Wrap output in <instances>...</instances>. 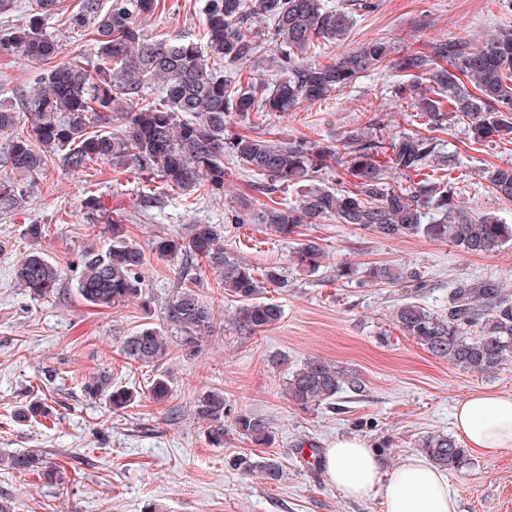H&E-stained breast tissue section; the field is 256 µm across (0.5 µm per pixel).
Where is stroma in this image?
Instances as JSON below:
<instances>
[{
	"label": "stroma",
	"instance_id": "35a3bbf8",
	"mask_svg": "<svg viewBox=\"0 0 512 512\" xmlns=\"http://www.w3.org/2000/svg\"><path fill=\"white\" fill-rule=\"evenodd\" d=\"M204 0H160L145 22L154 39L182 36L203 40ZM80 0H61L47 30L62 47L65 61L90 62V32L69 29L65 20ZM512 29V0H373L357 9L349 37L341 44H317L314 62L380 39L391 49L385 65L366 72L353 87L326 100L304 102L287 114L252 113L236 121L234 132L270 140H342L362 131L368 114L377 113L386 131H417L419 92L395 61L408 52L429 53L432 44L465 39L479 44L501 28ZM47 66L19 55H0V99L18 101ZM440 150L454 156L444 177L466 206L492 210L512 224V203L487 189L486 169L512 163V142H474L465 125L452 124L440 135ZM223 197H201L185 206L182 196L162 186L145 191L142 175L98 166L93 175L48 163L37 186L21 206L0 211V450H42L66 474L61 485L36 474L0 466V495L14 499L19 512H386L381 497L361 502L343 499L323 476L320 458L339 435L367 440L385 467L417 452L422 436L454 434L455 405L471 392L512 393V364L481 377L453 367L403 335L394 320L402 299L413 296L425 307L448 306V288L459 277H487L512 292V246L481 256L462 253L451 243L424 237L380 239L349 224L326 220L301 227L299 239H315L324 257L312 276L292 268L297 239L271 235L262 224H233L232 213H251L273 202L295 198L294 189L266 195L259 179L224 161ZM121 213L127 234L146 255L145 293L150 309L134 300L109 312L91 309L75 290L78 255L87 245L106 247L105 221L88 223L84 200ZM151 204H144V197ZM41 224L39 242L24 228ZM193 224H218L224 244L252 265H278L289 283L269 288L268 298L284 310L276 326L252 334L234 320L236 304L208 268H194L195 287L214 309V328L201 353L184 354L176 333H169L166 369L172 394L154 403L147 387L155 368L127 362L120 341L145 322L160 323L162 308L180 285L177 266L158 257L155 238L187 232ZM39 248L62 268L58 294L35 301L11 278V266ZM366 269L397 263L420 272V291L405 286L337 281L339 262ZM311 357L355 368L365 390L343 392L335 406L298 410L288 401L289 373ZM107 369L115 382L138 389L127 412L111 411L83 396L82 377ZM223 390L228 404L269 419L274 442L257 446L227 429L223 447L212 446L205 423L193 414L204 389ZM42 399L45 412L35 421L17 422L19 407ZM274 456L284 476L269 483L235 466L236 458ZM461 490V512H512V450L493 458L469 455L462 471L450 474Z\"/></svg>",
	"mask_w": 512,
	"mask_h": 512
}]
</instances>
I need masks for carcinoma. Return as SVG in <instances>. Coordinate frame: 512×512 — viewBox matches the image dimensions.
Segmentation results:
<instances>
[{"label":"carcinoma","instance_id":"carcinoma-1","mask_svg":"<svg viewBox=\"0 0 512 512\" xmlns=\"http://www.w3.org/2000/svg\"><path fill=\"white\" fill-rule=\"evenodd\" d=\"M160 0H81L68 15L72 28L94 29V61L59 63L47 70L19 99V105L0 104V136H7L5 163L15 175L0 180V210L21 204L52 155H61L65 169L84 172L105 163L114 169H133L157 178L190 198L199 191L224 194V157H233L260 177L265 194L280 188L296 189L295 202L268 207L257 221L279 237H291L303 224L334 219L378 238L424 236L448 241L469 255H485L512 244V224L493 211L464 205L455 188L430 174L439 156L438 137L452 121L462 122L477 140H512V32L487 36L473 46L464 39L436 43L431 53H407L395 67L425 76L429 87L419 96V113L432 135L383 131L377 115L367 127L336 144L314 139L268 140L234 135L229 125L253 112L286 113L299 104L316 102L353 86L360 75L387 61L390 50L382 40L370 41L341 55L330 65L311 61V46L343 42L353 17L344 8L324 0H205L206 46L174 36L148 37L142 27ZM56 0H36L28 21L0 31V53L20 54L48 62L61 53L59 42L45 21ZM269 21L268 35L280 46L275 68L281 78L271 88L254 83L236 86L215 68L238 72L263 60V44L252 32L251 19ZM161 87V103L143 98L148 84ZM28 114L29 130L13 135L20 112ZM119 121L117 132L103 125ZM339 166L355 179L351 188L318 184L321 172ZM389 167L418 180L390 183ZM488 188L499 199L512 201V164L497 166L485 175ZM105 250L90 245L81 254L75 289L81 300L97 309H112L143 297L145 254L129 242L122 215L108 225ZM221 226L193 224L184 235L159 236L152 250L161 258L180 262V277L189 280L188 261L200 258L217 275L225 293L237 302L235 321L256 334L277 325L281 306L265 297L266 289L286 288L288 279L278 266L261 270L229 252L222 243ZM322 248L305 239L294 248L296 270L311 276L320 268ZM15 282L31 298L43 300L58 291L60 266L40 249H33L13 268ZM375 284L420 287L417 273L397 265L367 270ZM213 309L195 289L182 286L168 299L162 324H146L120 344L124 359L159 369L148 393L156 403L171 395L170 377L160 370L169 357L164 331L181 334L185 353L199 352L210 336ZM404 334L433 356L466 372L491 376L512 360V295L492 279L458 278L448 289V309L434 312L415 300L395 310ZM360 375L322 358H310L289 374L285 390L289 401L307 411L332 405L345 390L363 392ZM86 396L102 399L114 412L132 406L136 391L112 385V374L99 370L82 384ZM194 413L207 424L216 447L224 445V422L229 409L224 391L207 389L194 400ZM238 435L256 445L273 439L270 423L241 410L233 417ZM422 453L436 467L449 472L467 465V451L449 434H433L420 443ZM0 461L18 472L39 473L48 481L61 479L59 468L37 451L7 453ZM240 468L256 472L267 482L281 480L283 469L270 457H242Z\"/></svg>","mask_w":512,"mask_h":512}]
</instances>
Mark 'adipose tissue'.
Wrapping results in <instances>:
<instances>
[{
  "mask_svg": "<svg viewBox=\"0 0 512 512\" xmlns=\"http://www.w3.org/2000/svg\"><path fill=\"white\" fill-rule=\"evenodd\" d=\"M454 423L465 447L477 455L511 450L512 394L472 392L457 403ZM322 468L328 483L349 501L379 494L386 512H459V487L416 454L388 472L365 440L340 436L325 448Z\"/></svg>",
  "mask_w": 512,
  "mask_h": 512,
  "instance_id": "adipose-tissue-1",
  "label": "adipose tissue"
}]
</instances>
